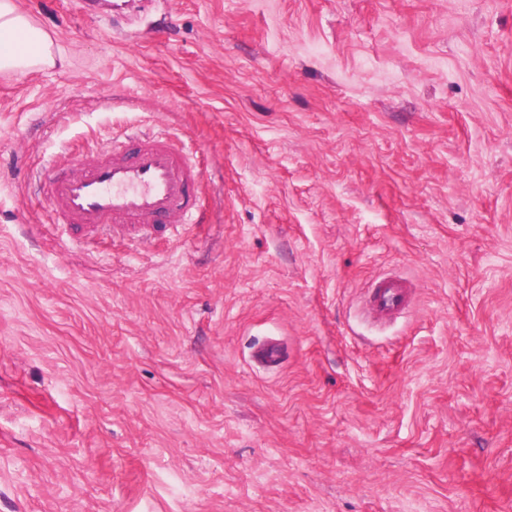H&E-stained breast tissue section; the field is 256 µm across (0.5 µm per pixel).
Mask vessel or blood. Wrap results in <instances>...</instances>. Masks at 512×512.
<instances>
[{
	"instance_id": "1",
	"label": "vessel or blood",
	"mask_w": 512,
	"mask_h": 512,
	"mask_svg": "<svg viewBox=\"0 0 512 512\" xmlns=\"http://www.w3.org/2000/svg\"><path fill=\"white\" fill-rule=\"evenodd\" d=\"M65 173L36 172L57 216L74 224H166L189 219V192L197 173L168 135H130L113 140L110 154L66 160ZM407 291L392 278L376 281L367 309L377 318L402 311Z\"/></svg>"
}]
</instances>
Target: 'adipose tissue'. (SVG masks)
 I'll return each instance as SVG.
<instances>
[{
  "label": "adipose tissue",
  "instance_id": "obj_1",
  "mask_svg": "<svg viewBox=\"0 0 512 512\" xmlns=\"http://www.w3.org/2000/svg\"><path fill=\"white\" fill-rule=\"evenodd\" d=\"M55 64L48 32L19 12L14 0H0V73L25 74Z\"/></svg>",
  "mask_w": 512,
  "mask_h": 512
}]
</instances>
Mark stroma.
Wrapping results in <instances>:
<instances>
[{"instance_id": "35a3bbf8", "label": "stroma", "mask_w": 512, "mask_h": 512, "mask_svg": "<svg viewBox=\"0 0 512 512\" xmlns=\"http://www.w3.org/2000/svg\"><path fill=\"white\" fill-rule=\"evenodd\" d=\"M15 2L0 512H512V0ZM134 125L195 223L58 222L28 172ZM51 36L25 14L14 0L0 1V73L26 74L54 67ZM407 291L402 283L392 278L376 281L369 295L368 312L376 318H388L402 311Z\"/></svg>"}]
</instances>
